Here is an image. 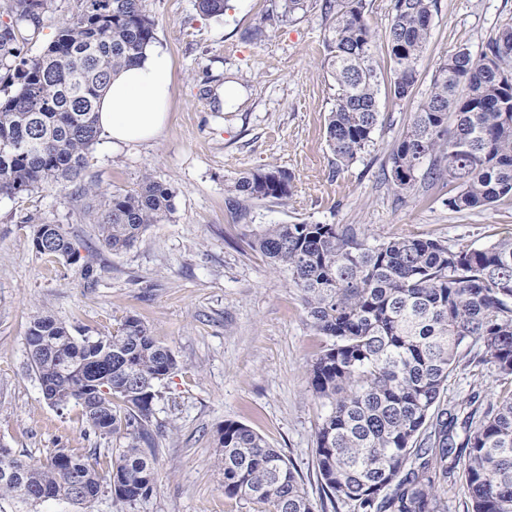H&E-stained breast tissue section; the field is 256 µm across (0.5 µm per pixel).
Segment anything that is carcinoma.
Segmentation results:
<instances>
[{"label": "carcinoma", "mask_w": 512, "mask_h": 512, "mask_svg": "<svg viewBox=\"0 0 512 512\" xmlns=\"http://www.w3.org/2000/svg\"><path fill=\"white\" fill-rule=\"evenodd\" d=\"M309 0H281L280 18L305 12ZM51 0H4L0 14V195L23 197L67 188L81 179L100 141L96 105L111 75L142 60L155 40L145 0H82L76 17L34 58L18 53L20 25L38 27ZM437 0H393L382 35L370 29L365 0H323L329 24L327 68L336 104L326 124L339 168L368 149L381 123L380 77L371 65L379 45L391 60L390 90L411 95L428 43ZM207 17L226 0H197ZM512 26L490 39L479 58L461 47L439 63L388 156L385 179L399 194L419 177L457 185L455 211L486 209L512 197ZM429 161L426 171L422 162ZM292 178L255 169L228 179L236 207L285 201ZM174 192L151 174L137 188L117 189L96 217L104 247L119 253L152 224L169 219ZM251 244L300 290L310 327L327 345L309 368V385L329 402L315 433V454L327 493L354 512H438L448 478L458 415L440 408L448 378L473 360L512 377V235L486 246L450 247L440 240L394 237L370 243L351 224H266ZM36 252L80 260L59 224L35 225ZM29 363L45 401L82 408L96 434H121L108 482L136 504L156 489L149 423L155 387L176 367L172 351L136 317L107 335H73L50 315H37L26 336ZM468 402L459 447L467 452L471 512H512V395L485 406ZM414 467L408 469L409 459ZM217 463L224 495L256 500L266 512H315L284 455L246 425L220 428ZM103 478L83 454L50 448L32 463L0 448V499L36 504L66 499L86 505Z\"/></svg>", "instance_id": "1"}]
</instances>
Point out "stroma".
Segmentation results:
<instances>
[{
	"label": "stroma",
	"mask_w": 512,
	"mask_h": 512,
	"mask_svg": "<svg viewBox=\"0 0 512 512\" xmlns=\"http://www.w3.org/2000/svg\"><path fill=\"white\" fill-rule=\"evenodd\" d=\"M279 0H227L223 16L200 14L196 0H145L156 22V47L171 63V110L160 135L113 148L101 138L89 151L83 179L96 198L47 188L22 198L0 195V447L35 461L47 449L91 456L111 470L123 438L88 430L81 407L60 411L43 398L29 365L26 335L33 316L48 314L74 335L98 336L138 317L171 349L177 366L158 387L153 430L157 487L129 505L103 487L85 512H265L264 505L225 496L214 465L217 433L237 421L260 434L292 463L316 512H346L325 493L315 458V430L325 412L309 386L311 361L325 344L310 327L301 293L287 270L273 269L250 245L248 231L264 224H352L368 241L399 236L481 247L512 232V198L483 210L447 205L451 184H417L399 197L384 179L388 155L429 90L439 61L458 47L480 55L503 26L512 0H437L429 43L419 59L411 95L381 91V124L373 144L337 168L325 136L336 85L323 64L328 21L322 0L306 13L253 31ZM81 0H53L38 28L22 27L21 56H38ZM240 91L222 105L226 82ZM277 168L292 177L280 203L232 207L230 177ZM174 192L168 221L151 225L129 249L112 253L98 236L93 212L113 190L136 188L144 174ZM62 225L82 260L101 273L86 282L78 264L37 253L29 244L35 220ZM512 380L485 367H459L442 406L470 397L492 401ZM441 512H468L466 452L446 461Z\"/></svg>",
	"instance_id": "35a3bbf8"
}]
</instances>
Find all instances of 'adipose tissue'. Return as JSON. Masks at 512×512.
I'll return each instance as SVG.
<instances>
[{
  "label": "adipose tissue",
  "instance_id": "adipose-tissue-1",
  "mask_svg": "<svg viewBox=\"0 0 512 512\" xmlns=\"http://www.w3.org/2000/svg\"><path fill=\"white\" fill-rule=\"evenodd\" d=\"M169 58L158 48L114 75L97 104L102 132L116 146L155 138L169 111Z\"/></svg>",
  "mask_w": 512,
  "mask_h": 512
}]
</instances>
